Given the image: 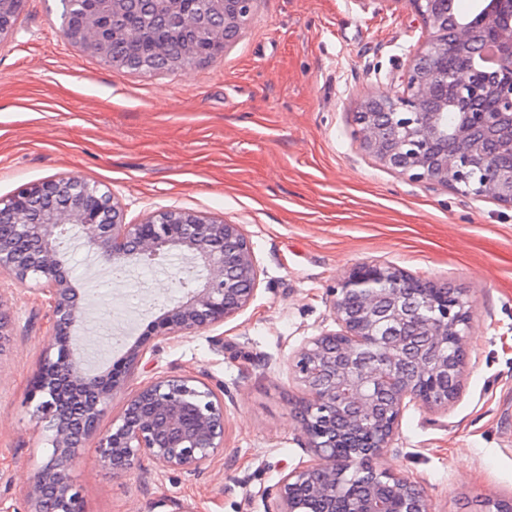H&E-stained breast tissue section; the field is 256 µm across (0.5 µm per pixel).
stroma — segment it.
Instances as JSON below:
<instances>
[{
	"instance_id": "stroma-1",
	"label": "stroma",
	"mask_w": 512,
	"mask_h": 512,
	"mask_svg": "<svg viewBox=\"0 0 512 512\" xmlns=\"http://www.w3.org/2000/svg\"><path fill=\"white\" fill-rule=\"evenodd\" d=\"M59 0H27L0 38V199L69 175L111 190L135 224L181 208L242 225L260 276L252 304L187 339L161 340L126 392L170 372L223 386L224 455L200 474L145 462L112 476L85 448L72 477L85 512H265L279 479L313 460L293 409L308 397L288 370L334 327L327 290L363 262L448 281L473 304L468 358L447 411L409 404L381 467L417 482L428 512H486L512 497V208L411 181L355 138V114L397 95L421 22L378 0H258L237 43L187 70L142 74L70 43ZM71 284L86 296L74 353L106 373L181 300L173 264L128 262L114 280L78 237L63 239ZM15 329L0 348V512L24 492L48 432L31 381L46 352L43 296L0 273Z\"/></svg>"
}]
</instances>
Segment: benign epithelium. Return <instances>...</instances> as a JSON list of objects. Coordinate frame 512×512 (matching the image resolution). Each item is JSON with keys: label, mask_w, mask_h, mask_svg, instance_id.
<instances>
[{"label": "benign epithelium", "mask_w": 512, "mask_h": 512, "mask_svg": "<svg viewBox=\"0 0 512 512\" xmlns=\"http://www.w3.org/2000/svg\"><path fill=\"white\" fill-rule=\"evenodd\" d=\"M91 21L80 31L63 30L88 51L120 60L113 41L143 39L139 27L116 28L129 0H84ZM154 13L186 19L187 0H151ZM405 4L420 18L422 40L400 75L404 91L372 97L355 136L382 163L418 182L459 190L478 160L512 168V29L495 42L500 68L483 66L487 44L472 41L464 21L448 24L451 0H382ZM195 26L213 22L210 36L220 52L238 38L240 15L257 0H207ZM24 0H0V35ZM512 0H486L483 16L494 27ZM468 52L472 69L486 73L483 88L448 77L434 59L448 43ZM453 83L459 100H474L453 133L441 123L448 99L435 87ZM512 208V176L486 178L475 194ZM61 224L76 227L97 259L110 264L139 255L176 257L206 272L187 296L173 304L137 344L104 375L88 373L72 356L70 338L84 317V304L64 272L55 246ZM0 272L21 282L32 278L52 313L53 338L29 390L38 400L36 417L52 432L50 455L25 492L28 512H83L72 471L88 443L99 464L116 477L137 471L144 460L190 475L224 453V390L187 374L150 378L125 395L107 428L101 421L128 375L155 350L157 339L188 338L236 317L251 304L259 266L240 224L186 209L125 222L112 191L68 175L20 187L0 199ZM339 330H325L295 352L290 367L308 401L294 414L313 463L284 475L266 493V512H427L416 482L380 468L376 460L391 447L406 401L448 410L457 387L448 377L467 358L472 302L450 284L410 276L400 269L361 263L329 289ZM14 331L12 309L0 297V344ZM362 473L354 490L346 469Z\"/></svg>", "instance_id": "obj_1"}]
</instances>
